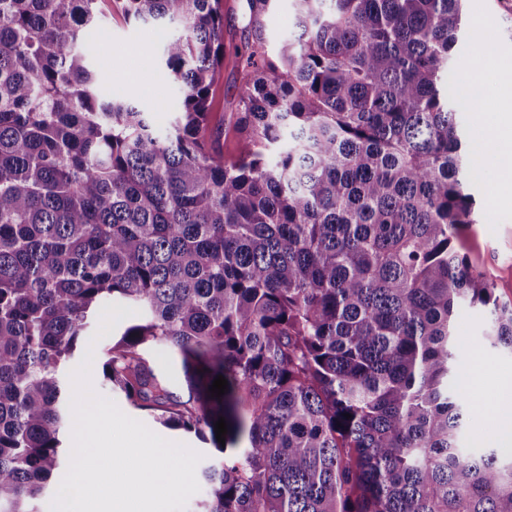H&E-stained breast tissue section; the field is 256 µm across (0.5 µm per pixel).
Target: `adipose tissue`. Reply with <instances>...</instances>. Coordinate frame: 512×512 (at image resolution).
<instances>
[{"label":"adipose tissue","mask_w":512,"mask_h":512,"mask_svg":"<svg viewBox=\"0 0 512 512\" xmlns=\"http://www.w3.org/2000/svg\"><path fill=\"white\" fill-rule=\"evenodd\" d=\"M478 132L482 135L490 132L495 136L497 198L501 203L512 204V80L502 87Z\"/></svg>","instance_id":"ef3b65f1"}]
</instances>
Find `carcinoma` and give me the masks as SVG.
<instances>
[{
	"label": "carcinoma",
	"mask_w": 512,
	"mask_h": 512,
	"mask_svg": "<svg viewBox=\"0 0 512 512\" xmlns=\"http://www.w3.org/2000/svg\"><path fill=\"white\" fill-rule=\"evenodd\" d=\"M101 2L0 0V512H39L60 368L109 303L142 316L107 382L223 454L200 512H512V457L459 446L453 387L461 311L512 353V302L458 248L476 200L443 75L465 0H294L274 57L272 0H243L232 160L208 125L221 0H113L179 29L166 134L88 65ZM295 10L292 0H278L267 11L264 18L268 49L278 47L281 42L298 34L295 27Z\"/></svg>",
	"instance_id": "obj_1"
}]
</instances>
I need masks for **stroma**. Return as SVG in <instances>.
<instances>
[{
	"instance_id": "35a3bbf8",
	"label": "stroma",
	"mask_w": 512,
	"mask_h": 512,
	"mask_svg": "<svg viewBox=\"0 0 512 512\" xmlns=\"http://www.w3.org/2000/svg\"><path fill=\"white\" fill-rule=\"evenodd\" d=\"M467 15L479 18L481 26L466 28L463 39L454 49V64L448 72V97L463 121L469 188L480 206L479 220L467 232L462 250L495 283L499 300L512 301V206L494 205L496 181L490 165L491 144L477 140V128L483 114L500 87V72H486L479 100L469 101L464 95L474 53H487L495 60L512 61V0H467ZM94 39L100 48V56L94 60L93 66L102 73L108 91L132 98L142 108L153 110L158 129L166 130L174 112L179 109V94L160 64L162 33L126 22L120 13L115 12L98 24ZM240 83L238 61L228 53L211 108V125L221 128L219 144L228 157L235 154L238 143L232 114L236 110ZM480 319V314L466 311L456 321L458 343L463 351L456 379L464 381L474 357H481L485 383L479 395L485 399L490 397L493 383L503 373H512V355L477 347L475 338L479 333ZM108 344L105 337L92 348L87 343H80L68 362L69 367H77L86 352H93L92 383L98 393L112 399L122 412L142 421L161 437L184 443L200 453V468L214 464L216 458L210 445L197 440L194 435L155 424L146 412L135 409L123 392L107 384L102 375V363ZM462 443L468 448H494L506 455L512 453V445L500 440L492 419L482 407L475 409L467 418Z\"/></svg>"
}]
</instances>
